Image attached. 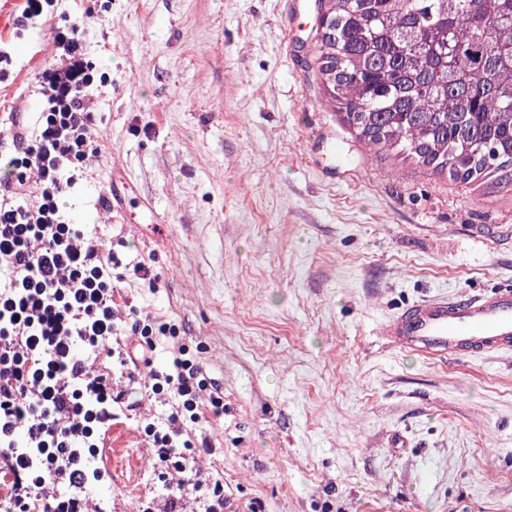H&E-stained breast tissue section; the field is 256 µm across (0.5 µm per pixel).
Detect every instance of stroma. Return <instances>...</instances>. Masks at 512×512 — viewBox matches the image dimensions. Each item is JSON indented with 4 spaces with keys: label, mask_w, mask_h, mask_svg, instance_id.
<instances>
[{
    "label": "stroma",
    "mask_w": 512,
    "mask_h": 512,
    "mask_svg": "<svg viewBox=\"0 0 512 512\" xmlns=\"http://www.w3.org/2000/svg\"><path fill=\"white\" fill-rule=\"evenodd\" d=\"M0 0V133L34 128L51 28L82 18L110 81L102 154L66 200L157 291L122 304L177 325L224 395L200 461L226 512H512V354L395 350L408 304L512 284V193L362 145L315 62L318 0ZM96 498L162 494L130 394Z\"/></svg>",
    "instance_id": "stroma-1"
}]
</instances>
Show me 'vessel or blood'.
Masks as SVG:
<instances>
[{"instance_id": "vessel-or-blood-1", "label": "vessel or blood", "mask_w": 512, "mask_h": 512, "mask_svg": "<svg viewBox=\"0 0 512 512\" xmlns=\"http://www.w3.org/2000/svg\"><path fill=\"white\" fill-rule=\"evenodd\" d=\"M383 334L393 348L435 361L511 353L512 286L477 297L419 300Z\"/></svg>"}]
</instances>
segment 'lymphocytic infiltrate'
<instances>
[{
  "label": "lymphocytic infiltrate",
  "instance_id": "1",
  "mask_svg": "<svg viewBox=\"0 0 512 512\" xmlns=\"http://www.w3.org/2000/svg\"><path fill=\"white\" fill-rule=\"evenodd\" d=\"M52 34L37 124L0 149V468L13 478L0 512H98L90 489L104 471L95 460L128 397L122 379L165 408L144 428L168 490L163 512L187 500L197 512H224L222 484L197 461L210 445L191 430L223 417V395L177 343L175 325L121 312L115 282L157 288L153 267L125 260L62 203L102 153L94 105L108 76L87 57L79 21L62 20ZM168 339L172 357L155 367ZM102 351L111 370L94 367Z\"/></svg>",
  "mask_w": 512,
  "mask_h": 512
}]
</instances>
